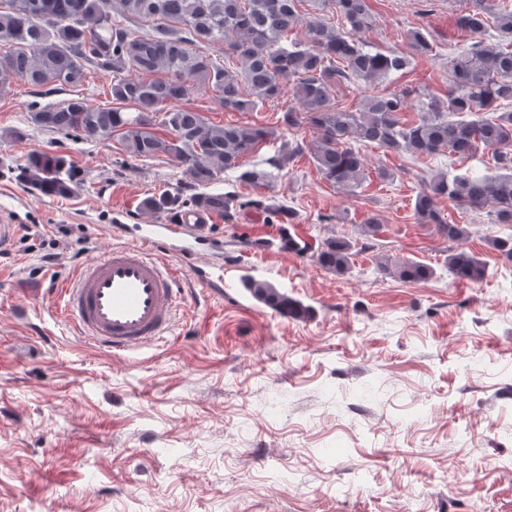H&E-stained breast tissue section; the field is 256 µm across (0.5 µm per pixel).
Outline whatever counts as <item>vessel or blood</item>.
<instances>
[{
	"label": "vessel or blood",
	"mask_w": 512,
	"mask_h": 512,
	"mask_svg": "<svg viewBox=\"0 0 512 512\" xmlns=\"http://www.w3.org/2000/svg\"><path fill=\"white\" fill-rule=\"evenodd\" d=\"M214 218L212 210L188 209L175 222L142 224L137 241L115 246L82 263L60 287L29 289L37 303L50 301L51 313L84 344L113 356L163 341L186 301L181 262L211 297L224 296V269L201 260ZM168 258H159L158 247Z\"/></svg>",
	"instance_id": "1"
}]
</instances>
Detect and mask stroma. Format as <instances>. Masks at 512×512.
<instances>
[{"label": "stroma", "instance_id": "1", "mask_svg": "<svg viewBox=\"0 0 512 512\" xmlns=\"http://www.w3.org/2000/svg\"><path fill=\"white\" fill-rule=\"evenodd\" d=\"M360 41L408 51L411 31L433 49L372 88L337 97L415 90L447 98L448 62L474 34L456 18L467 0H370ZM112 75L87 70L77 88L47 91L8 79L0 91V217L28 232L0 266V512H512V276L492 236V206L438 207L468 234L451 241L413 211L425 178L438 172L497 175L493 151L458 158L365 148L361 189L343 191L310 152L295 155L268 185L227 173L211 185L248 207L218 215L206 245L224 266V299L196 289L169 337L115 357L73 338L30 288H56L81 262L127 244L125 224H153L145 197L199 189L166 155L134 159L118 137L85 141L35 125L36 105L84 96L112 104ZM182 106L215 123L277 126L280 142H308L309 126H278L292 94L255 112L224 110L216 94ZM35 152L64 156L78 187L49 197L12 169ZM393 177L383 181L379 169ZM291 208L281 224L268 206ZM383 224L365 238L370 214ZM309 244L298 254L285 236ZM352 241L351 269L322 268L313 253L329 238ZM486 266L482 281L448 272L450 253ZM53 253V263L43 256ZM430 265L416 284L376 272L378 260ZM272 283L309 307L302 319L257 303L244 277Z\"/></svg>", "mask_w": 512, "mask_h": 512}]
</instances>
